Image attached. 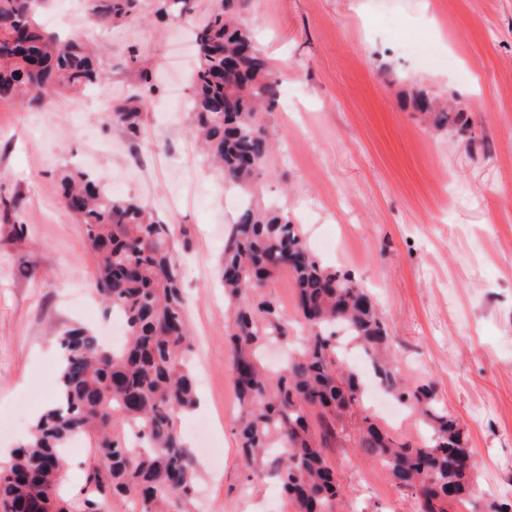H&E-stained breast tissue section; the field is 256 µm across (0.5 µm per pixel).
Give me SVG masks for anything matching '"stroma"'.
<instances>
[{
	"instance_id": "35a3bbf8",
	"label": "stroma",
	"mask_w": 512,
	"mask_h": 512,
	"mask_svg": "<svg viewBox=\"0 0 512 512\" xmlns=\"http://www.w3.org/2000/svg\"><path fill=\"white\" fill-rule=\"evenodd\" d=\"M140 0V18L93 21L85 0H47L40 21L72 10L73 36L107 73L94 102L65 94L50 111L0 102V197H19L27 231L0 226V416L55 392L58 336L105 333L94 257L64 205L57 172L89 171L113 196L184 228L182 284L193 356L208 368L204 411L222 415L214 459L195 457L192 512H287L271 479L247 478L239 404L227 375L219 263L237 199L284 209L324 264L350 272L380 306L402 377L437 386L488 498L512 500V0H244L239 20L279 78L277 147L248 190H226L190 134L194 55L185 23ZM144 134L107 116L140 92ZM454 100L470 125L426 126L412 89ZM344 512H414L358 437L333 448Z\"/></svg>"
}]
</instances>
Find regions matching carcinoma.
Masks as SVG:
<instances>
[{
    "instance_id": "obj_1",
    "label": "carcinoma",
    "mask_w": 512,
    "mask_h": 512,
    "mask_svg": "<svg viewBox=\"0 0 512 512\" xmlns=\"http://www.w3.org/2000/svg\"><path fill=\"white\" fill-rule=\"evenodd\" d=\"M43 2L0 0V100L32 110L106 76L85 43L62 41L41 28ZM90 2L92 16L114 24L138 18L139 0ZM240 2L216 0L196 33L191 132L224 181L246 188L263 175L273 150L266 113L278 81L258 51L243 54L253 42L235 24ZM162 10L187 20L193 7L191 0H164ZM412 95L433 127L467 129L463 112L437 108L420 90ZM144 99L125 98L110 117L133 139L143 132ZM58 188L64 203H80L75 215L95 255L96 293L107 313L123 315L126 336L118 347L83 328L58 337L56 402L0 468V512H109L114 497L130 500L138 512H189L197 474L177 425L198 403L177 260L186 232L147 206L112 198L83 171L60 172ZM0 204L4 223L23 238L19 201ZM221 267L229 375L241 407L237 434L247 474L273 471L293 512H334L339 484L327 452L350 439L345 417L363 394L360 375L339 355V327L369 358L380 386L418 411L428 430L429 439L419 443L394 438L369 415L359 425L361 448L385 464L399 492L410 493L416 512H512V504L473 502L472 469L463 465L469 451L458 423L437 402L435 385L405 383L371 297L348 273L323 266L282 211L245 207L231 227ZM283 272L296 288L292 321L264 292ZM296 323L306 335L280 368L269 370L263 347L290 341ZM78 435L94 452L83 485L67 498L61 493L64 451Z\"/></svg>"
}]
</instances>
